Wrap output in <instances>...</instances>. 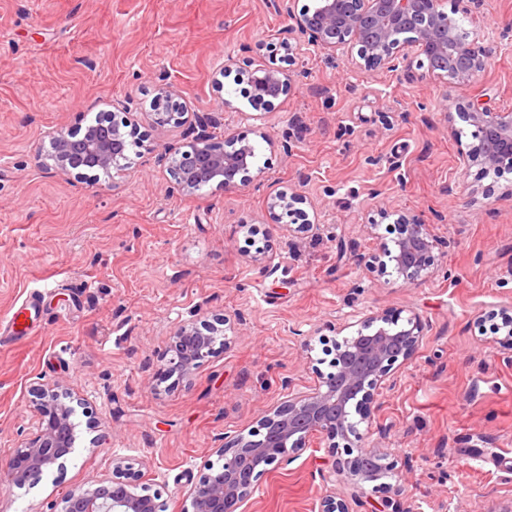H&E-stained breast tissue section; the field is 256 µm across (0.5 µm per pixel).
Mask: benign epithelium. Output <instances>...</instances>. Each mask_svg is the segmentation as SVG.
I'll return each mask as SVG.
<instances>
[{"instance_id":"1","label":"benign epithelium","mask_w":512,"mask_h":512,"mask_svg":"<svg viewBox=\"0 0 512 512\" xmlns=\"http://www.w3.org/2000/svg\"><path fill=\"white\" fill-rule=\"evenodd\" d=\"M275 8L292 24L288 33H299L307 44L328 52L349 54L358 46V66L366 70L395 69L414 49L428 58V69L450 84L469 83L488 63V50L476 40L467 41L455 18L444 9L445 0H320V7L295 13L288 0H273ZM235 75L244 82L254 101L269 108L288 94L294 73L288 69L258 65L240 67L230 60L213 75L216 88ZM473 126L475 142L460 150L466 168L478 165L490 171L512 165V112L496 111L478 98L461 106ZM124 115L108 114L84 132L59 130L49 147L38 146L34 157L42 168L76 180L99 182L100 175H120L133 164L131 151L141 146L138 121L128 106ZM149 124L156 129L188 126L194 134L187 149L168 148L159 162L169 176L170 194L193 196L205 188L233 190L245 185L253 165L254 147L242 140L210 142L214 119L190 111L185 97L168 84L155 89ZM304 203L296 192L282 190L267 201L270 220L295 212ZM438 240L430 225L419 219L399 224L393 245L380 243L382 255L361 257L365 269L379 276L390 274L404 286L431 277L440 255ZM230 320L211 323L187 321L170 336L169 357L164 364L168 378L189 377L227 341L221 339ZM424 324L413 313L399 325L383 315L368 314L351 336L336 337L333 371L319 376L308 391L288 394L261 418L253 436H238L215 450L224 468L212 470L190 491V506L183 512H241L268 467L287 458L289 451L308 447L314 438L328 442L334 461L330 476L351 486L356 499L364 483L375 482L383 472L394 470L388 454L365 448L352 412L368 419L365 410L380 407L379 390L384 383L415 358L423 341ZM496 343L512 352V315L499 325ZM39 414L36 432L6 461H0V485H21L61 464L75 452L80 423L77 409L87 417L86 429H96L84 409V399L58 383L32 389ZM344 444H339V441ZM143 474L125 457L112 460V475L67 491L51 512H159L154 496L146 493Z\"/></svg>"}]
</instances>
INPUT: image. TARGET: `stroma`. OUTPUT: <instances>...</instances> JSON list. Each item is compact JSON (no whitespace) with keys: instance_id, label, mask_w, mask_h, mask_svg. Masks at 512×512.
Masks as SVG:
<instances>
[{"instance_id":"stroma-1","label":"stroma","mask_w":512,"mask_h":512,"mask_svg":"<svg viewBox=\"0 0 512 512\" xmlns=\"http://www.w3.org/2000/svg\"><path fill=\"white\" fill-rule=\"evenodd\" d=\"M460 22L494 41L474 82L435 79L425 56L396 71L337 55L296 59L287 96L261 111L238 65H282L289 21L270 0H0V315L37 304L33 336L0 341V458L35 433L31 389L57 381L97 422L63 470L0 489V512H48L123 456L164 512H181L226 439L248 435L289 387L328 373L336 331L369 310L426 329L415 359L381 391L364 444L389 453L403 512H512V355L492 325L512 314V172L459 164L471 143L459 103L512 112V0H475ZM185 91L217 140L246 139L261 176L238 190L170 194L158 163L191 142L151 128L155 85ZM131 105L145 135L116 187L44 170L34 145ZM304 196L314 222H272L266 199ZM417 218L443 265L409 287L359 255ZM227 315L234 336L178 383L160 369L178 323ZM98 447H91V437ZM323 442L271 465L246 512H319Z\"/></svg>"}]
</instances>
